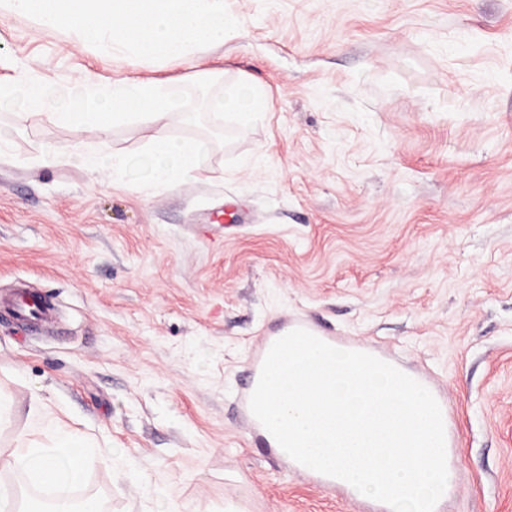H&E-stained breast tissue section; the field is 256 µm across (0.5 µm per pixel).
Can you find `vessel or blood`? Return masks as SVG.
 Returning a JSON list of instances; mask_svg holds the SVG:
<instances>
[{
  "instance_id": "b4317fda",
  "label": "vessel or blood",
  "mask_w": 512,
  "mask_h": 512,
  "mask_svg": "<svg viewBox=\"0 0 512 512\" xmlns=\"http://www.w3.org/2000/svg\"><path fill=\"white\" fill-rule=\"evenodd\" d=\"M5 308L17 318L23 321L46 324L54 315L53 306L44 298L34 294H19L11 300L5 301ZM307 328L308 323L303 318H296L292 325H280L272 330L271 334L258 337L254 348L246 362L244 380L237 393L236 403L239 408L240 418L249 433L255 447L266 451H276L277 441L254 417L250 410V396L260 376L263 361L272 346L280 337L287 334L289 327Z\"/></svg>"
}]
</instances>
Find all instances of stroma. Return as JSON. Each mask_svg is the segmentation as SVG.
I'll return each mask as SVG.
<instances>
[{
    "mask_svg": "<svg viewBox=\"0 0 512 512\" xmlns=\"http://www.w3.org/2000/svg\"><path fill=\"white\" fill-rule=\"evenodd\" d=\"M241 23L191 60L138 68L0 19V77L60 90L196 73L265 102L209 136L206 174L147 190L34 145L98 141L0 111V296L50 299L37 333L0 316V482L45 423L93 461L103 512H363L255 448L233 405L257 336L303 316L427 371L448 402L446 512H512V0H227ZM40 415H33V406Z\"/></svg>",
    "mask_w": 512,
    "mask_h": 512,
    "instance_id": "35a3bbf8",
    "label": "stroma"
}]
</instances>
